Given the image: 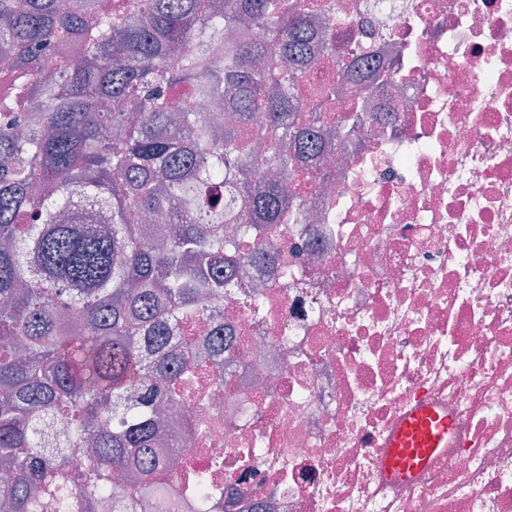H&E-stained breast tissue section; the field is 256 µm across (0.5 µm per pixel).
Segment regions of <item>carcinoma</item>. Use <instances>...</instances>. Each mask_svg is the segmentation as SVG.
<instances>
[{
	"mask_svg": "<svg viewBox=\"0 0 512 512\" xmlns=\"http://www.w3.org/2000/svg\"><path fill=\"white\" fill-rule=\"evenodd\" d=\"M329 29L287 0H128L121 17L102 0H0V512H96L118 474L135 483L124 512L164 497L184 317L217 318L207 301L234 269L273 259L255 246L266 228L301 221L284 183L322 159L326 124L358 128L332 114L343 85L305 100Z\"/></svg>",
	"mask_w": 512,
	"mask_h": 512,
	"instance_id": "cac0c4a2",
	"label": "carcinoma"
}]
</instances>
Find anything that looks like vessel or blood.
<instances>
[{"instance_id":"1","label":"vessel or blood","mask_w":512,"mask_h":512,"mask_svg":"<svg viewBox=\"0 0 512 512\" xmlns=\"http://www.w3.org/2000/svg\"><path fill=\"white\" fill-rule=\"evenodd\" d=\"M450 420L435 407L422 406L405 416L395 433L387 457L388 470L405 476L419 469L441 448L447 447Z\"/></svg>"}]
</instances>
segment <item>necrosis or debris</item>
I'll use <instances>...</instances> for the list:
<instances>
[{"instance_id":"obj_1","label":"necrosis or debris","mask_w":512,"mask_h":512,"mask_svg":"<svg viewBox=\"0 0 512 512\" xmlns=\"http://www.w3.org/2000/svg\"><path fill=\"white\" fill-rule=\"evenodd\" d=\"M363 125L293 189L309 222L272 237L293 271L243 266L176 401L180 512H512V0H319ZM263 283V305L249 299ZM451 438L390 477L402 419ZM206 476L199 486L198 476Z\"/></svg>"}]
</instances>
